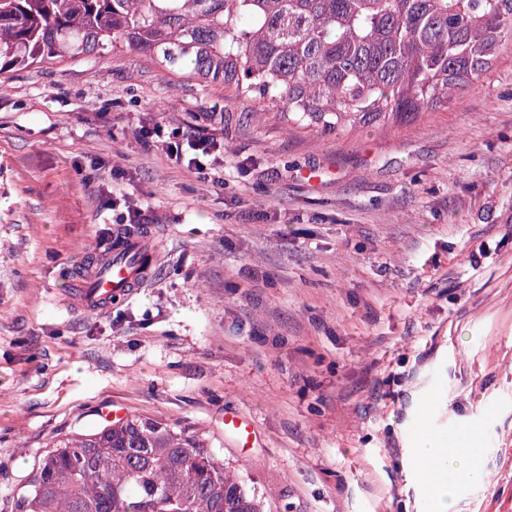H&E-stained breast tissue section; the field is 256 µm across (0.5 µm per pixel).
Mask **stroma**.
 <instances>
[{
	"label": "stroma",
	"instance_id": "stroma-1",
	"mask_svg": "<svg viewBox=\"0 0 512 512\" xmlns=\"http://www.w3.org/2000/svg\"><path fill=\"white\" fill-rule=\"evenodd\" d=\"M204 132L177 166L142 129ZM140 208L147 288L77 270ZM201 429L266 512H420L421 429L480 434L455 512H512V59L419 128L289 130L142 56L0 86V512L102 406ZM236 412L256 438L225 431Z\"/></svg>",
	"mask_w": 512,
	"mask_h": 512
}]
</instances>
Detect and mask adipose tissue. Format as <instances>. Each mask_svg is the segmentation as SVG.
I'll return each instance as SVG.
<instances>
[{
	"label": "adipose tissue",
	"mask_w": 512,
	"mask_h": 512,
	"mask_svg": "<svg viewBox=\"0 0 512 512\" xmlns=\"http://www.w3.org/2000/svg\"><path fill=\"white\" fill-rule=\"evenodd\" d=\"M415 448L422 466L429 467L438 462L447 465L446 479L427 481L423 512H453L459 487L481 483L486 477L477 445L460 429L422 431Z\"/></svg>",
	"instance_id": "1"
}]
</instances>
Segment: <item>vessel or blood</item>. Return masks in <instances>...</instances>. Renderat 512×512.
I'll return each mask as SVG.
<instances>
[{
	"label": "vessel or blood",
	"instance_id": "1",
	"mask_svg": "<svg viewBox=\"0 0 512 512\" xmlns=\"http://www.w3.org/2000/svg\"><path fill=\"white\" fill-rule=\"evenodd\" d=\"M150 245V236L144 234L120 238L112 250L98 252L82 274L71 304L84 313L101 314L120 297L133 296L150 278V266L135 261Z\"/></svg>",
	"mask_w": 512,
	"mask_h": 512
}]
</instances>
